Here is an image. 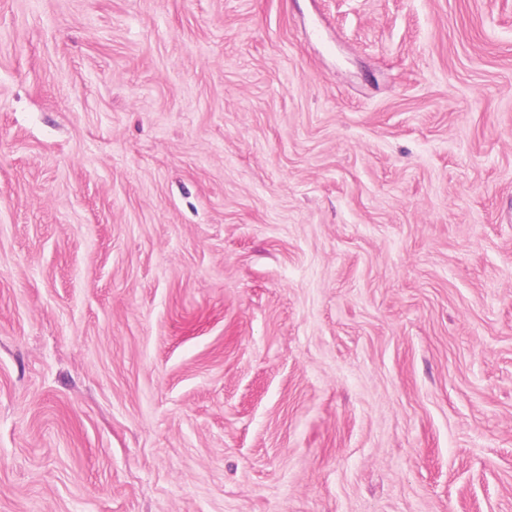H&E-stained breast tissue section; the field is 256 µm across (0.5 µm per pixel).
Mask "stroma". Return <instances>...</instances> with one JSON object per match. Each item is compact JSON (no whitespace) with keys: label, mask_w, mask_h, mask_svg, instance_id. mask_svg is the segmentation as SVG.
I'll return each instance as SVG.
<instances>
[{"label":"stroma","mask_w":512,"mask_h":512,"mask_svg":"<svg viewBox=\"0 0 512 512\" xmlns=\"http://www.w3.org/2000/svg\"><path fill=\"white\" fill-rule=\"evenodd\" d=\"M0 512H512V0H0Z\"/></svg>","instance_id":"35a3bbf8"}]
</instances>
